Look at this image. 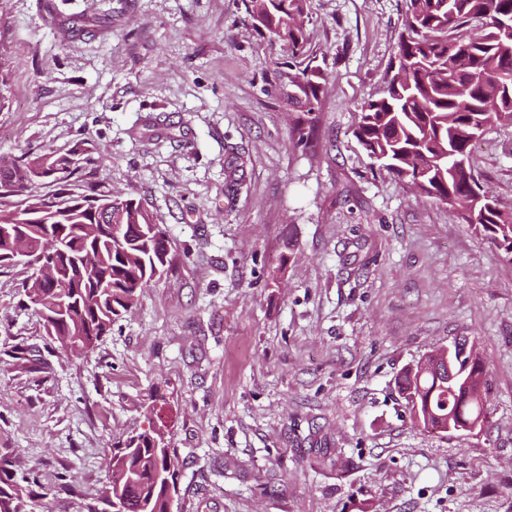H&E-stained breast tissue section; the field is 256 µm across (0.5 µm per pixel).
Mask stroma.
Returning a JSON list of instances; mask_svg holds the SVG:
<instances>
[{"label":"stroma","instance_id":"1","mask_svg":"<svg viewBox=\"0 0 512 512\" xmlns=\"http://www.w3.org/2000/svg\"><path fill=\"white\" fill-rule=\"evenodd\" d=\"M307 3L313 100L250 0H0V155L84 143L172 259L87 357L42 335L22 268L0 273V449L37 474L39 512H81L112 444L159 425L171 512H512V261L354 135L403 0ZM469 163L512 210V124ZM459 336L489 417L432 434L397 381Z\"/></svg>","mask_w":512,"mask_h":512}]
</instances>
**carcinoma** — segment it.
Returning <instances> with one entry per match:
<instances>
[{
  "label": "carcinoma",
  "instance_id": "1",
  "mask_svg": "<svg viewBox=\"0 0 512 512\" xmlns=\"http://www.w3.org/2000/svg\"><path fill=\"white\" fill-rule=\"evenodd\" d=\"M307 0H265L257 25L283 41L292 58L305 54ZM512 0H405V21L398 55L406 63L402 81L386 80L381 94L365 103L355 135L369 158L386 156L383 165L422 196L443 202L451 195L491 191L471 173L455 168L451 156L470 157L493 112L512 115ZM413 154L427 168L408 173L399 157ZM75 156L85 165L69 167ZM92 165L88 150L25 152L0 156V225L32 248L58 258L59 287L22 282L45 335L62 348L73 344L88 355L112 325L133 308L145 289L168 267L166 231L142 204L112 194V189L74 176ZM69 169L66 180L49 176ZM474 228L512 260V211H487ZM453 358L465 384L451 388L433 373L408 369L398 380L409 393L411 412L427 430L464 427L484 409L487 370L480 357ZM112 476L94 501L114 502L123 512H171L169 485H177L180 461L159 428L128 437L111 449ZM37 476L18 469L15 454L0 452V512H33L31 486Z\"/></svg>",
  "mask_w": 512,
  "mask_h": 512
}]
</instances>
